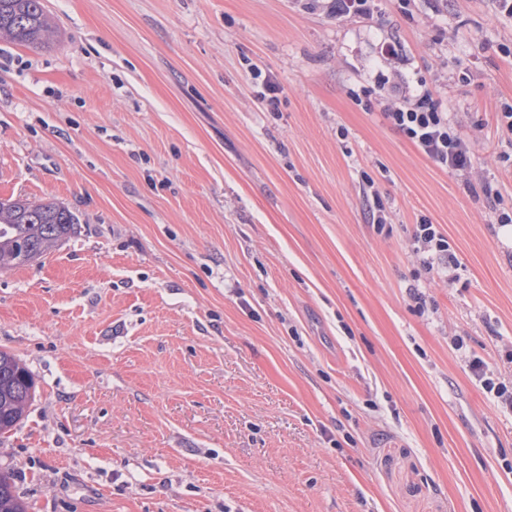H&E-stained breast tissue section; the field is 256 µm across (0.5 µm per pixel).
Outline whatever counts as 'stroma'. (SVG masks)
I'll return each instance as SVG.
<instances>
[{"label":"stroma","mask_w":512,"mask_h":512,"mask_svg":"<svg viewBox=\"0 0 512 512\" xmlns=\"http://www.w3.org/2000/svg\"><path fill=\"white\" fill-rule=\"evenodd\" d=\"M0 39V200L75 235L0 271V348L36 397L0 436L28 512H512V19L493 0H42ZM393 46V58L383 49ZM280 87L260 103L253 70ZM395 69L473 153L383 115ZM370 176L388 223L376 233ZM447 237L427 272L420 217ZM41 0H0V36L34 45L50 38ZM374 0H336V16L357 15L369 18L373 16ZM389 123L427 158L449 172L472 167V155L456 124L441 109L434 91L423 80L409 97L392 99L385 107ZM471 367L480 378L483 389L487 393L493 394L501 404L510 407L512 410V385L508 386L504 382H496L495 379L487 376L485 371L486 364L480 357L472 359Z\"/></svg>","instance_id":"stroma-1"}]
</instances>
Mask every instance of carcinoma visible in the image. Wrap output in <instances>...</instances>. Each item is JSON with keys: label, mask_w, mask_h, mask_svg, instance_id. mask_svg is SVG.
Segmentation results:
<instances>
[{"label": "carcinoma", "mask_w": 512, "mask_h": 512, "mask_svg": "<svg viewBox=\"0 0 512 512\" xmlns=\"http://www.w3.org/2000/svg\"><path fill=\"white\" fill-rule=\"evenodd\" d=\"M41 0H0V36L26 45L50 38ZM77 232V218L57 202L0 200V270L34 262ZM33 374L21 359L0 349V434L15 429L35 399ZM0 512H26L13 474L0 470Z\"/></svg>", "instance_id": "1"}]
</instances>
